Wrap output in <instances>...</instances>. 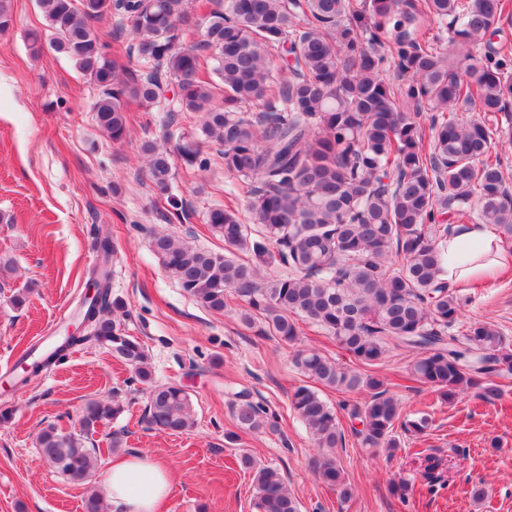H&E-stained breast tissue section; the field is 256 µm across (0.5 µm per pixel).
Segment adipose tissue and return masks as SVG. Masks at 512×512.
<instances>
[{
	"label": "adipose tissue",
	"instance_id": "ef3b65f1",
	"mask_svg": "<svg viewBox=\"0 0 512 512\" xmlns=\"http://www.w3.org/2000/svg\"><path fill=\"white\" fill-rule=\"evenodd\" d=\"M504 249L488 225H452L447 241L449 284L470 285L495 276L506 264ZM103 486L119 512H159L172 476L160 461L134 453L113 461Z\"/></svg>",
	"mask_w": 512,
	"mask_h": 512
}]
</instances>
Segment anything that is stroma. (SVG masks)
<instances>
[{
    "instance_id": "obj_1",
    "label": "stroma",
    "mask_w": 512,
    "mask_h": 512,
    "mask_svg": "<svg viewBox=\"0 0 512 512\" xmlns=\"http://www.w3.org/2000/svg\"><path fill=\"white\" fill-rule=\"evenodd\" d=\"M12 27L0 33V257L14 269L0 289V404L14 410L0 425V512H82L89 488L101 487L114 454L145 452L168 465L173 490L163 512H256L250 471L238 462L250 454L277 469L302 512H512V373L497 377L501 394L485 401L468 393L443 403L433 389L408 377L411 352L399 350L373 366L397 399L403 422L425 415L423 434L395 427L398 446L368 452L355 437L347 408L361 394L320 387L338 411L345 444L336 457L354 495L341 501L316 477L319 456L290 404L307 379L292 362V347L245 327L230 298L224 313L204 309L179 288L150 248V234L164 231L213 253L224 242L212 235V207L245 204L241 181L220 164L187 169L178 154L182 139L198 138V118L180 120L164 138V114L129 104L130 135L115 143L97 127L96 86L51 48L33 52L26 39L46 18L37 0H7ZM163 144L172 162V192L188 217L168 224L163 199L140 159L144 140ZM108 238L118 252L111 291L126 313L119 323L145 347L155 382L185 385L195 408L193 428L168 434L144 421L149 389L130 367L87 343L64 361L35 375L9 371L35 337L63 332L78 312L99 265L94 241ZM30 288L25 306L13 291ZM468 302L459 327L493 321L512 342V276H498L464 291ZM247 389L277 416L276 430L238 428L230 403ZM119 397L125 411L94 436L97 465L90 484H74L48 467L35 446L47 424L77 428L84 404ZM412 486L401 497L397 484ZM483 488L476 500L472 491Z\"/></svg>"
}]
</instances>
